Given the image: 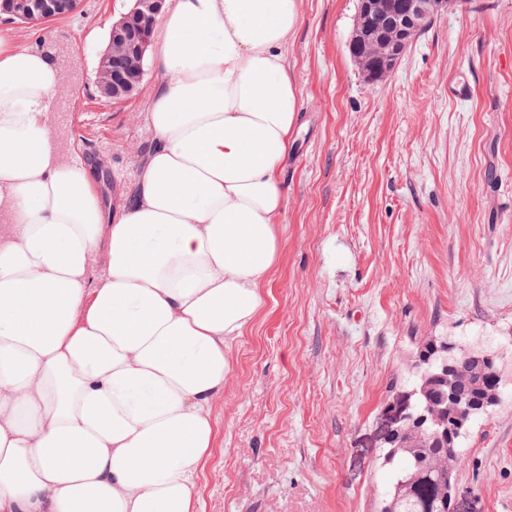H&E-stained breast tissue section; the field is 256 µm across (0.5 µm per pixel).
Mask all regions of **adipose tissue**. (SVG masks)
<instances>
[{
    "label": "adipose tissue",
    "mask_w": 512,
    "mask_h": 512,
    "mask_svg": "<svg viewBox=\"0 0 512 512\" xmlns=\"http://www.w3.org/2000/svg\"><path fill=\"white\" fill-rule=\"evenodd\" d=\"M298 0H171L118 221L58 157L60 70L0 36V512H197L231 346L277 266Z\"/></svg>",
    "instance_id": "ef3b65f1"
}]
</instances>
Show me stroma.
I'll list each match as a JSON object with an SVG mask.
<instances>
[{
    "instance_id": "35a3bbf8",
    "label": "stroma",
    "mask_w": 512,
    "mask_h": 512,
    "mask_svg": "<svg viewBox=\"0 0 512 512\" xmlns=\"http://www.w3.org/2000/svg\"><path fill=\"white\" fill-rule=\"evenodd\" d=\"M127 4L84 0L36 28L0 19V33L52 52V138L93 165L115 216L151 146L144 114L161 79L150 62L130 100L95 95ZM358 6L299 0L281 258L231 349L198 512H375L383 407L417 352L475 330L512 343V0L436 17L376 83L348 52ZM457 80L471 98L452 95ZM465 446L458 512H512V415L479 417Z\"/></svg>"
}]
</instances>
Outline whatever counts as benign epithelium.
I'll list each match as a JSON object with an SVG mask.
<instances>
[{
	"instance_id": "7a95c632",
	"label": "benign epithelium",
	"mask_w": 512,
	"mask_h": 512,
	"mask_svg": "<svg viewBox=\"0 0 512 512\" xmlns=\"http://www.w3.org/2000/svg\"><path fill=\"white\" fill-rule=\"evenodd\" d=\"M126 12L112 20L108 43L96 70L98 97L129 100L144 77L143 62L152 43L149 21L167 0H130ZM460 0H360L359 22L349 44L351 56L370 81L389 73L425 26ZM82 0H0V16L20 24L46 22L76 13Z\"/></svg>"
}]
</instances>
